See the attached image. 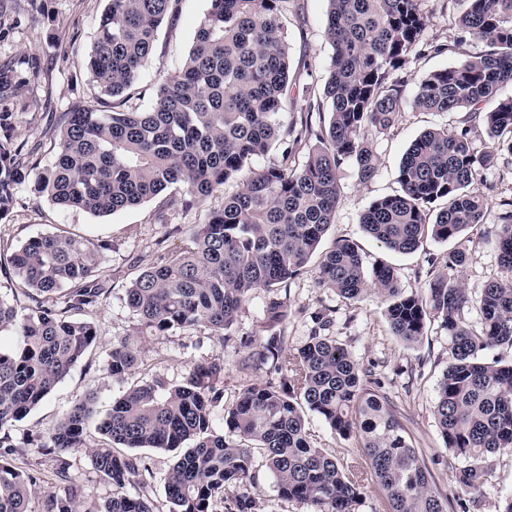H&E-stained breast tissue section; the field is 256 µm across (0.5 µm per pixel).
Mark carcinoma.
<instances>
[{"instance_id": "carcinoma-1", "label": "carcinoma", "mask_w": 512, "mask_h": 512, "mask_svg": "<svg viewBox=\"0 0 512 512\" xmlns=\"http://www.w3.org/2000/svg\"><path fill=\"white\" fill-rule=\"evenodd\" d=\"M209 2L181 71L161 79L141 109L130 105L142 98L140 71L180 0H108L84 61L96 104L55 117L59 147L33 184L63 208L105 216L173 185L202 204L229 180L238 183L223 208L196 226L188 246L158 254L126 288L137 331L109 350L107 371L117 382L137 364L141 337L204 326L222 344L254 293H270L307 270L335 223L341 166L350 164L361 183L378 172L370 137L398 123L410 57L457 54L453 65L422 79L412 105L460 112L463 127L428 130L411 143L398 167L400 190L362 214L369 236L400 254L416 251L427 235L441 242L461 238L489 217L476 188L481 171L512 156V96H497L501 85L512 84V0H465L457 19L461 36L448 45L426 39L423 0H327L332 56L322 99L289 125L281 112L289 88L281 23L287 0ZM471 43L484 50L467 51ZM40 71L35 56L0 63V219L13 205L16 186L40 165L38 146L15 135L19 90ZM325 108L328 124L313 123V110ZM479 138L487 147H477ZM277 140L285 144L277 163L254 168ZM495 219L500 263L512 274V197L500 200ZM101 249L88 238L45 234L8 259L35 307L21 317L0 298V332L13 329L18 336L15 345H0V512H31V499L41 492L38 477L13 464L21 451L8 429L98 342L97 326L69 313L105 297ZM466 259L463 247L448 252L423 296L403 292L389 265L366 274L362 254L346 239L323 255L315 274L319 287L352 302L378 294L391 335L408 347L421 342L433 319L447 330L450 356L434 413L459 461L458 486L476 490L486 456L512 448V365L481 357L494 346H512V277L483 289L476 332L462 318L470 298L458 273ZM264 315L271 326L284 322L288 299L270 297ZM313 321L316 328L295 353L286 352L283 336L245 344L244 361L270 366L279 384L244 388L224 409L222 432L214 427V409L224 401L220 355L195 363L179 386H129L97 421L93 399L75 403L43 444L61 453L58 477L67 473L62 454L85 448L115 488L99 512H158L142 480L149 468L140 450L176 451L164 484L167 512H255L248 485L255 483L259 456L280 498L314 512H358L365 465L390 512H445L390 397L372 387L368 369L347 347L325 335L333 322L327 311ZM307 411L341 437L358 436L359 460L344 461L319 447L306 427ZM92 424L106 439L97 448L86 444ZM134 482L141 494L123 493ZM45 512H83L78 491L48 496Z\"/></svg>"}]
</instances>
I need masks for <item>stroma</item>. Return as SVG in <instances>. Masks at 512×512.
Here are the masks:
<instances>
[{
  "label": "stroma",
  "mask_w": 512,
  "mask_h": 512,
  "mask_svg": "<svg viewBox=\"0 0 512 512\" xmlns=\"http://www.w3.org/2000/svg\"><path fill=\"white\" fill-rule=\"evenodd\" d=\"M1 1L7 7L10 31L0 38V60L26 53L38 55L42 61L39 77L19 95L18 105L23 112L16 134L29 143H42V161L47 164L54 155L51 143L57 138L49 122L50 113L67 111L93 98L94 90L83 61L91 50L107 0H43L44 7L39 11L30 9L28 0ZM208 7L209 0H181L178 13L164 21L155 52L140 72L139 86L145 93H153L159 78L175 75L182 68L198 22ZM424 8L431 14L428 40L452 43L458 35L459 0H425ZM326 10L327 0H287L285 5L283 23L288 36L292 88L283 104V121L298 118L310 95L319 94L325 82L332 54L325 37ZM456 60L450 52L409 60L404 70L407 85L398 125L389 135L373 140L379 158L378 172L371 181L362 183L350 165H342L336 222L321 243L322 250L327 251L336 240H350L362 252L366 267L380 263L393 266L401 288L409 294H423L432 263L443 261L448 251L459 245L467 249L468 260L461 277L471 295H478L489 282L507 276L495 247L496 224L469 229L459 242L425 238L419 249L409 254L387 250L368 236L360 224L361 215L371 202L398 191L399 163L421 133L459 127L458 113L423 112L410 104L414 89L428 73ZM236 188V182H228L204 206L171 211L168 223L159 224L154 214L165 201L161 195L133 208L95 216L53 204L35 193L31 183L17 186L11 210L0 219V249L12 252L29 239L47 233L103 241L109 248L102 254L101 268L111 283L107 298L80 314L81 319L97 325L98 343L37 408L13 422L9 429L12 441L24 450L23 456L16 459L17 465L33 469L41 477L42 494L32 500V512H44V493L61 496L71 486L79 490L90 510L113 493L111 483L95 470L87 454L88 449L102 442L96 430L87 434V451L67 453L68 479L64 482L55 475L56 453L39 446L41 436L54 428L73 404L92 396L98 414H105L127 385L155 378L170 387L180 385L195 362L218 353L224 358V402L232 404L243 388L268 378L266 369L242 365L243 342L257 343L277 333L286 337L289 349H297L308 339L312 314L323 308L333 312L332 336L346 345L362 365L371 368L374 378L391 397L432 475L433 488L448 499L447 512H499L505 498L512 496V450L489 455L484 484L476 490H462L455 482V459L448 452L435 420L438 384L448 367L447 331L439 321H431L419 344L404 346L388 330L381 298L370 293L362 301L350 302L319 287L314 271L288 283L290 309L283 324H267L263 307L268 294L262 290L245 305L225 343H218L203 327L146 337L139 364L126 383L112 381L106 371L112 342L136 331V318L125 303L126 288L149 266L156 253L173 252L188 244L192 225L202 223L206 211L221 209L225 194ZM255 473L256 483L249 491L257 501L256 512H309L307 507L279 497L274 478L264 466H256Z\"/></svg>",
  "instance_id": "1"
}]
</instances>
